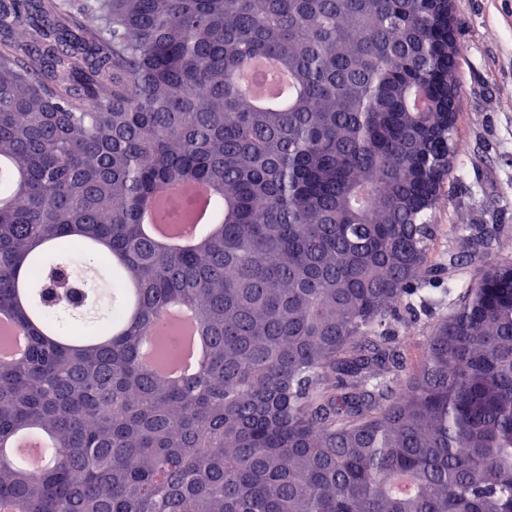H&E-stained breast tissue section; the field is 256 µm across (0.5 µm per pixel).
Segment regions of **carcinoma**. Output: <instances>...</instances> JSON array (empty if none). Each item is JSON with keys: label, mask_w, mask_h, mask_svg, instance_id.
Returning a JSON list of instances; mask_svg holds the SVG:
<instances>
[{"label": "carcinoma", "mask_w": 512, "mask_h": 512, "mask_svg": "<svg viewBox=\"0 0 512 512\" xmlns=\"http://www.w3.org/2000/svg\"><path fill=\"white\" fill-rule=\"evenodd\" d=\"M432 0H0V448L47 437L38 475L0 454L11 512H512V262L481 257L445 306L426 266L456 58ZM291 75L284 107L237 87ZM212 197L184 248L143 231L169 187ZM117 257L110 277L70 250ZM139 288L136 315L123 302ZM207 358L139 361L169 307ZM121 329L119 336L113 329ZM241 88L260 107L286 105L289 78L274 63L254 59L241 72ZM170 328L177 330L181 342L179 358L172 363L159 361L154 353L155 336L143 346L140 354L141 362L170 382H178L196 375L204 361L207 347L194 312L186 306H173L167 312L164 323L154 335H165ZM0 332L10 337V341L0 347V364H11L23 357L28 349V336L11 317L0 315Z\"/></svg>", "instance_id": "cac0c4a2"}]
</instances>
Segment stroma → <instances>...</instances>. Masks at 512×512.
Listing matches in <instances>:
<instances>
[{
	"label": "stroma",
	"instance_id": "1",
	"mask_svg": "<svg viewBox=\"0 0 512 512\" xmlns=\"http://www.w3.org/2000/svg\"><path fill=\"white\" fill-rule=\"evenodd\" d=\"M458 96L455 136L460 153L431 217L428 259L465 255L460 227L501 228L512 258V0H455Z\"/></svg>",
	"mask_w": 512,
	"mask_h": 512
}]
</instances>
